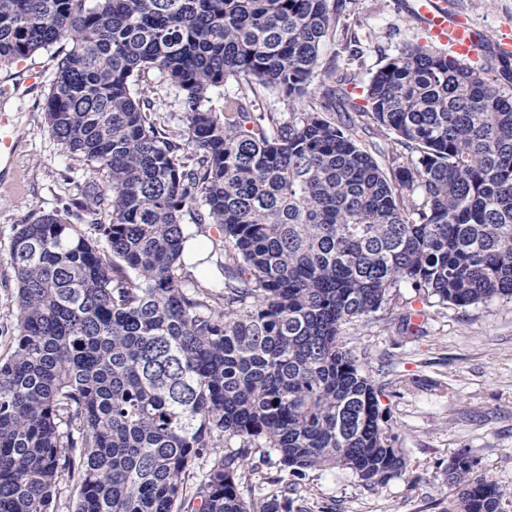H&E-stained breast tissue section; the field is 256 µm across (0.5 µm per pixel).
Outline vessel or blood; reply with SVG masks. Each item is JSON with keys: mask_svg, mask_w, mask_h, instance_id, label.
<instances>
[{"mask_svg": "<svg viewBox=\"0 0 512 512\" xmlns=\"http://www.w3.org/2000/svg\"><path fill=\"white\" fill-rule=\"evenodd\" d=\"M411 11L432 39L453 55L473 61L483 51L478 27L451 9L446 0H413Z\"/></svg>", "mask_w": 512, "mask_h": 512, "instance_id": "obj_1", "label": "vessel or blood"}]
</instances>
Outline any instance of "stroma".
I'll return each mask as SVG.
<instances>
[{
  "label": "stroma",
  "instance_id": "obj_1",
  "mask_svg": "<svg viewBox=\"0 0 512 512\" xmlns=\"http://www.w3.org/2000/svg\"><path fill=\"white\" fill-rule=\"evenodd\" d=\"M406 0H343L320 65L305 94L264 91L254 112H302L326 102L335 82L349 79L353 103L389 58L423 45L428 35ZM480 26L486 45L512 35V0H450ZM157 122L179 131V91L159 73L146 80ZM44 88L0 96V113L15 117L13 155L0 157V328L14 320L16 283L9 265L13 227L24 217L62 206L89 176L83 162L60 152L44 126ZM339 347L351 352L381 394L380 408L394 447L404 449L398 476L367 488L351 471H312L293 495L301 512H440L452 499L444 471L468 454L506 495L512 512V300L460 308L422 301L401 285L390 305L342 325Z\"/></svg>",
  "mask_w": 512,
  "mask_h": 512
}]
</instances>
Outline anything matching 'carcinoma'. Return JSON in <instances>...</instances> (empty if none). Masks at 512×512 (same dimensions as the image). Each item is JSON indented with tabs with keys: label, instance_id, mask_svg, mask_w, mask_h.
<instances>
[{
	"label": "carcinoma",
	"instance_id": "1",
	"mask_svg": "<svg viewBox=\"0 0 512 512\" xmlns=\"http://www.w3.org/2000/svg\"><path fill=\"white\" fill-rule=\"evenodd\" d=\"M336 10L0 0V65L51 55L47 131L104 177L13 228L0 512H54L65 478L72 512H293L310 470L367 487L401 472L378 389L337 336L402 283L458 307L512 298V69L415 45L341 126L314 108L253 115L263 90L306 92ZM152 70L180 91L178 133L139 89ZM372 123L401 147L390 176L360 145ZM186 215L217 231L221 279L185 271ZM256 454L284 483L260 505L240 492ZM475 468L448 463L442 512H501Z\"/></svg>",
	"mask_w": 512,
	"mask_h": 512
}]
</instances>
